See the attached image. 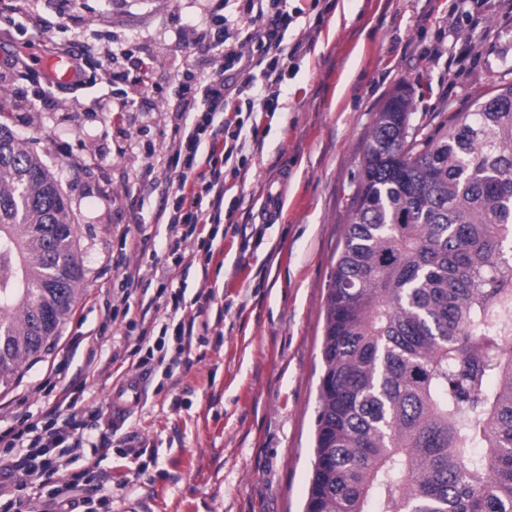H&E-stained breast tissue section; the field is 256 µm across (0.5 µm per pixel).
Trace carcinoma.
<instances>
[{
    "instance_id": "cac0c4a2",
    "label": "carcinoma",
    "mask_w": 512,
    "mask_h": 512,
    "mask_svg": "<svg viewBox=\"0 0 512 512\" xmlns=\"http://www.w3.org/2000/svg\"><path fill=\"white\" fill-rule=\"evenodd\" d=\"M410 107L376 114L330 274L305 512H512V83L413 140ZM75 236L0 125L1 383L73 312Z\"/></svg>"
}]
</instances>
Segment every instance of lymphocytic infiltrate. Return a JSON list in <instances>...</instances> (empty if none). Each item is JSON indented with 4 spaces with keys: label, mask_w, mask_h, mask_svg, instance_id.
<instances>
[{
    "label": "lymphocytic infiltrate",
    "mask_w": 512,
    "mask_h": 512,
    "mask_svg": "<svg viewBox=\"0 0 512 512\" xmlns=\"http://www.w3.org/2000/svg\"><path fill=\"white\" fill-rule=\"evenodd\" d=\"M298 11L288 8V0H237L232 11L219 15L208 33L209 42L222 51L221 64L211 74L178 85L175 94V139L164 163L177 172L170 183L159 217L175 235L169 252L184 260L183 242L196 237L204 249H212L221 224L224 176L219 161L244 165L239 138L243 122H224L230 100L245 98L265 112L278 108V87L285 77L286 61L296 47L284 43ZM251 31L242 32V21ZM259 77H252V70ZM262 97H255V88ZM74 400L59 398L39 420L25 423L15 434L23 449L20 464L33 481L50 480L57 473L59 448H79L84 437L72 418L67 417Z\"/></svg>",
    "instance_id": "f902f5d3"
}]
</instances>
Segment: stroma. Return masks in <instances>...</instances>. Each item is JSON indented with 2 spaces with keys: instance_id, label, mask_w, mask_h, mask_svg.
Returning a JSON list of instances; mask_svg holds the SVG:
<instances>
[{
  "instance_id": "obj_1",
  "label": "stroma",
  "mask_w": 512,
  "mask_h": 512,
  "mask_svg": "<svg viewBox=\"0 0 512 512\" xmlns=\"http://www.w3.org/2000/svg\"><path fill=\"white\" fill-rule=\"evenodd\" d=\"M13 3L0 0V110L68 197L84 276L60 336L0 385V435L68 391L86 442L42 484L16 471L0 512H49L63 488L95 512H303L327 285L375 115L401 86L417 123L512 82V0H290L302 15L285 42L303 50L278 110L242 116L246 173L224 176L214 255L190 246L169 268L194 323L188 351L166 343L169 378L147 357L170 300L157 275L170 231L156 216L176 175L160 159L179 80L218 66L199 34L224 0H35L46 31ZM461 13L468 26L456 25ZM35 44L84 57L75 93L12 66ZM122 94L124 111H111ZM126 271L139 281L128 297ZM138 370L143 401L110 450L95 448L113 384Z\"/></svg>"
}]
</instances>
